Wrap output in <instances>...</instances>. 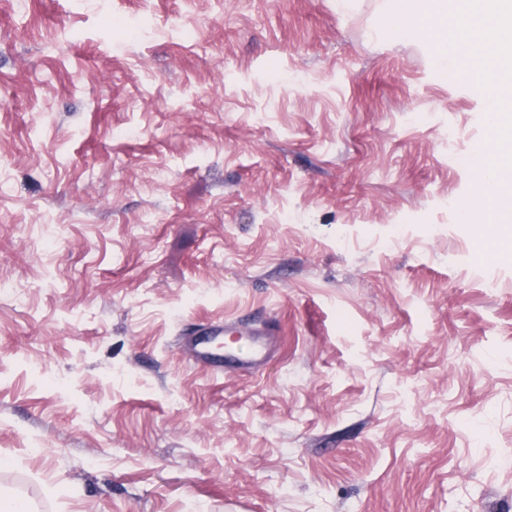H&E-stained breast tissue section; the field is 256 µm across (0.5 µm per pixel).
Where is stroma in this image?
<instances>
[{
  "instance_id": "obj_1",
  "label": "stroma",
  "mask_w": 512,
  "mask_h": 512,
  "mask_svg": "<svg viewBox=\"0 0 512 512\" xmlns=\"http://www.w3.org/2000/svg\"><path fill=\"white\" fill-rule=\"evenodd\" d=\"M396 10L0 0V512H512L487 106ZM267 336L265 334L254 335L250 334L243 330V325L236 321H226L224 320V328H216L212 330L208 336H212V339L209 342H198L194 339L191 340L193 349L196 353L195 359L197 362L212 366V367H222V365L216 361L210 360L213 358L218 352L221 351L220 347H218V338L219 336ZM205 345L199 347L200 345ZM266 358L267 349L261 342L250 341L249 352L245 356H242L237 349L226 346L224 347V371H254L265 362Z\"/></svg>"
}]
</instances>
